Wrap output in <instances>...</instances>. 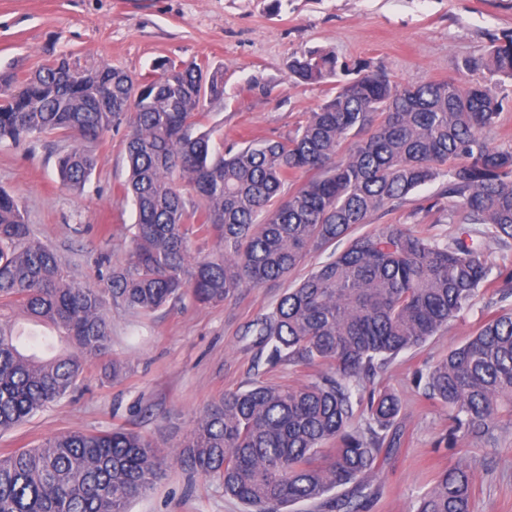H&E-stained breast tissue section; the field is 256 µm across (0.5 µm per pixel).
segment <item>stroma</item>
I'll return each instance as SVG.
<instances>
[{"label":"stroma","instance_id":"35a3bbf8","mask_svg":"<svg viewBox=\"0 0 512 512\" xmlns=\"http://www.w3.org/2000/svg\"><path fill=\"white\" fill-rule=\"evenodd\" d=\"M511 38L512 0H0V74L23 77L60 57L150 78L164 59L222 71L223 98L205 103L222 148L286 137L306 112L335 95L332 79L290 84L291 58L310 48L382 68L402 85L491 84L503 111L489 140L512 147V79L465 67ZM71 146L56 134L1 144L0 188L19 199L32 234L56 250L70 276L103 288L108 270L125 265L132 249L135 210L122 190L124 133L91 143L97 167L79 192L63 187L57 172L58 154ZM453 203L438 180L371 223L406 224L442 237L450 227L441 217ZM289 286L283 280L246 288L218 305L187 294L149 315L110 307L108 356L92 361L61 400L0 433V452L76 430L123 427L152 441L166 459L163 478L131 499L128 512H244L217 480L190 470L176 454L207 405L224 393L257 379L299 386L322 373L319 364H268L266 350L244 333ZM500 310L495 296H480L424 347L399 353L374 380H361L363 392L388 388L402 406L396 443L367 481L363 512H412L439 473L460 462L474 474L473 512H512V426L497 431L492 451L479 440L442 446L448 411L414 383L416 370L443 358ZM116 363L123 367L117 380Z\"/></svg>","mask_w":512,"mask_h":512}]
</instances>
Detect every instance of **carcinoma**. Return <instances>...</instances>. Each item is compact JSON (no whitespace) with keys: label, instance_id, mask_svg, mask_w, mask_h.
Listing matches in <instances>:
<instances>
[{"label":"carcinoma","instance_id":"carcinoma-1","mask_svg":"<svg viewBox=\"0 0 512 512\" xmlns=\"http://www.w3.org/2000/svg\"><path fill=\"white\" fill-rule=\"evenodd\" d=\"M69 65L61 58L22 80L0 76V144L42 134L71 139L75 147L58 157V173L80 191L96 168L84 143L124 127L133 247L106 291L78 282L56 251L31 236L18 198L0 189V431L64 397L87 362L109 351L110 306L150 314L187 292L219 304L288 277L311 253L344 239L340 252L245 331L269 350V361L318 363L327 372L301 386L255 381L224 394L178 458L218 480L247 512H281L296 501L356 512L351 499L329 493L348 484L362 492L401 411L384 387L362 399L356 378L424 346L481 292L512 297V268L484 247L491 239L512 248V148L487 138L502 99L484 83L402 86L381 68L350 67L314 49L291 60L290 80L307 85L343 75L335 96L284 139L221 151L206 128L204 101L224 94L223 73L162 62L141 98L140 78L126 71L102 65L75 79ZM466 68L512 78V39ZM299 173L311 177L285 191ZM439 179L456 198L447 238L406 224L356 233L374 213ZM211 233L218 252L194 254L192 238ZM14 306L52 324L70 351L46 359L27 352L5 319ZM417 382L427 399L448 408L447 444L491 442L502 423H512V308L419 372ZM359 417L363 429L354 425ZM163 461L149 440L123 428L0 452V512H126L130 499L162 477ZM471 498L472 476L458 463L413 512H472Z\"/></svg>","mask_w":512,"mask_h":512}]
</instances>
